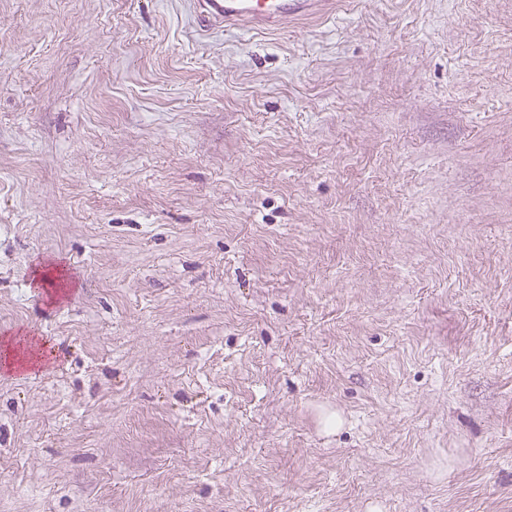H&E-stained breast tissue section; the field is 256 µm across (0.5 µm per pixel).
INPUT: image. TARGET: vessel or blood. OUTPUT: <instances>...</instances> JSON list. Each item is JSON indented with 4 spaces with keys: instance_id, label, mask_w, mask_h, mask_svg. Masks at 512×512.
I'll return each instance as SVG.
<instances>
[{
    "instance_id": "1",
    "label": "vessel or blood",
    "mask_w": 512,
    "mask_h": 512,
    "mask_svg": "<svg viewBox=\"0 0 512 512\" xmlns=\"http://www.w3.org/2000/svg\"><path fill=\"white\" fill-rule=\"evenodd\" d=\"M330 0H193L196 22L206 29L244 28L278 32L300 17L319 12Z\"/></svg>"
}]
</instances>
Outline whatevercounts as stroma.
<instances>
[{
    "mask_svg": "<svg viewBox=\"0 0 512 512\" xmlns=\"http://www.w3.org/2000/svg\"><path fill=\"white\" fill-rule=\"evenodd\" d=\"M0 512H512V0H0ZM196 22L206 29L244 28L278 32L300 17L319 12L331 0H193Z\"/></svg>",
    "mask_w": 512,
    "mask_h": 512,
    "instance_id": "stroma-1",
    "label": "stroma"
}]
</instances>
